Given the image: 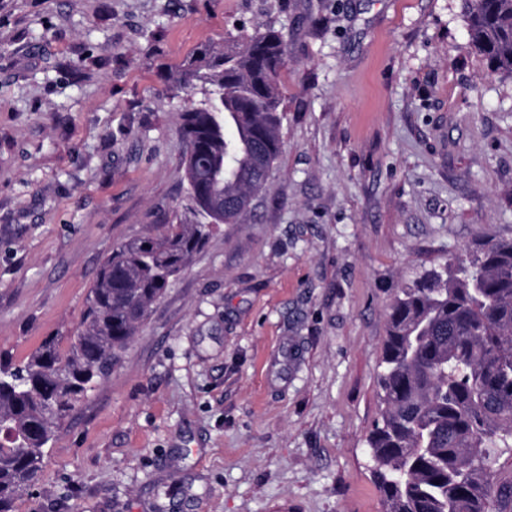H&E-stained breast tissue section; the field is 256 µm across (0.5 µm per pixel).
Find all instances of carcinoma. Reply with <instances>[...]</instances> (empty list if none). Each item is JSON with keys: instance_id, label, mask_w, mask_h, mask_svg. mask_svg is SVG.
Masks as SVG:
<instances>
[{"instance_id": "carcinoma-1", "label": "carcinoma", "mask_w": 512, "mask_h": 512, "mask_svg": "<svg viewBox=\"0 0 512 512\" xmlns=\"http://www.w3.org/2000/svg\"><path fill=\"white\" fill-rule=\"evenodd\" d=\"M469 36L512 73V0H464ZM280 31L241 38L185 69L203 98L182 114L184 220L113 247L80 328L20 363L0 358V512L37 480L55 429L104 378L215 224L243 220L282 149ZM368 438L386 512H489V464L512 448V239L481 244L400 289Z\"/></svg>"}]
</instances>
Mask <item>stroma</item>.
Masks as SVG:
<instances>
[{"label": "stroma", "instance_id": "1", "mask_svg": "<svg viewBox=\"0 0 512 512\" xmlns=\"http://www.w3.org/2000/svg\"><path fill=\"white\" fill-rule=\"evenodd\" d=\"M281 30L283 148L13 512H385L367 436L398 288L512 239V74L462 0H0V353L70 336L114 245L184 216L173 74Z\"/></svg>", "mask_w": 512, "mask_h": 512}]
</instances>
